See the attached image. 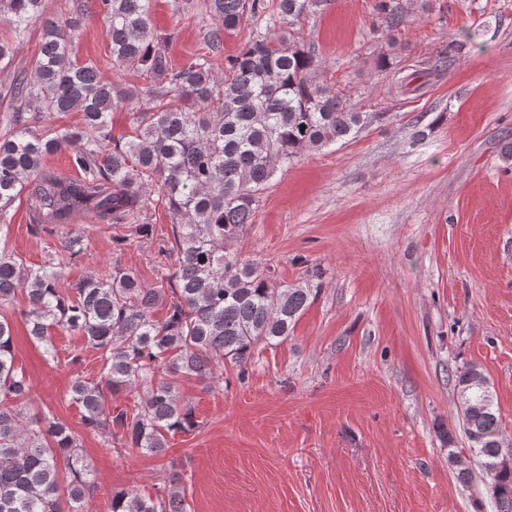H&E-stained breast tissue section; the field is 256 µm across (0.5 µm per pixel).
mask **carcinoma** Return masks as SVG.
<instances>
[{
	"mask_svg": "<svg viewBox=\"0 0 512 512\" xmlns=\"http://www.w3.org/2000/svg\"><path fill=\"white\" fill-rule=\"evenodd\" d=\"M324 0H206L219 30L188 63L171 64L166 42L150 27L152 0H100L111 36L112 67L132 72L144 87H116L97 63L72 56L66 22L47 20L34 80L15 77L13 96L39 113L83 114L78 129L52 137L35 134L24 112H10L12 133L0 140V220L28 193L38 212L35 229L61 231L64 255L84 252L71 229L77 214L118 224L163 205L172 236L158 256H175L163 280L151 287L137 273L112 263L70 288L59 287L62 263L31 268L0 248V307L26 294L29 336L55 357L52 331H76L100 352L101 375L70 387L82 407L85 431L107 442L160 455L168 438L190 434L198 421L181 400L176 380L209 379L224 386V362L243 376L256 347L277 346L316 297L312 288L273 279L271 269L243 258L233 244L255 221L261 195L282 167L306 151H318L356 134L384 113L357 112L319 80V60L296 22ZM42 0H0V19L16 32L41 10ZM378 18L389 32L405 15L398 0H379ZM237 55L214 74L221 32L254 29ZM395 42L377 54L375 68L397 69ZM146 94L152 106L133 107ZM132 113L133 132L111 135L112 113ZM78 143L76 178H62L44 158ZM167 306L163 319L153 310ZM462 429L470 446L492 454L504 440L500 413L487 376L478 365L458 376ZM138 386L145 394L132 409L112 399ZM30 387L15 363L11 321L0 317V512H87L95 485L76 434L45 413L28 416ZM485 489L496 512H512V469ZM110 512H188L181 476L171 471L154 497L133 491L112 494Z\"/></svg>",
	"mask_w": 512,
	"mask_h": 512,
	"instance_id": "obj_1",
	"label": "carcinoma"
}]
</instances>
